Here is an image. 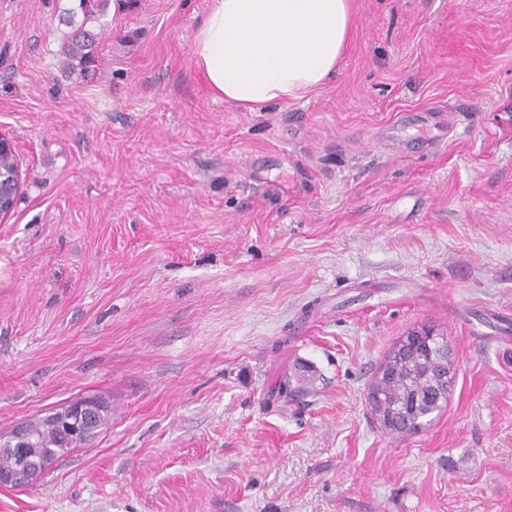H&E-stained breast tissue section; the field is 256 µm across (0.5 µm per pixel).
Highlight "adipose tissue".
I'll list each match as a JSON object with an SVG mask.
<instances>
[{
    "instance_id": "ef3b65f1",
    "label": "adipose tissue",
    "mask_w": 512,
    "mask_h": 512,
    "mask_svg": "<svg viewBox=\"0 0 512 512\" xmlns=\"http://www.w3.org/2000/svg\"><path fill=\"white\" fill-rule=\"evenodd\" d=\"M351 28L350 0H213L193 57L215 97L254 112L323 87Z\"/></svg>"
}]
</instances>
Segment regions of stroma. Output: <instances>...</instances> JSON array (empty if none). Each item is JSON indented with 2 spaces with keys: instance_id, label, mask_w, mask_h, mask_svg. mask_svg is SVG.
Returning <instances> with one entry per match:
<instances>
[{
  "instance_id": "1",
  "label": "stroma",
  "mask_w": 512,
  "mask_h": 512,
  "mask_svg": "<svg viewBox=\"0 0 512 512\" xmlns=\"http://www.w3.org/2000/svg\"><path fill=\"white\" fill-rule=\"evenodd\" d=\"M112 2L84 77L79 0H0V432L109 407L0 512H512V0H352L256 112L194 63L211 0ZM423 324L448 407L391 434L364 393ZM1 165L5 168L0 167V222H5L12 215V212L15 209V198L19 193L20 189V174L18 167V161L15 157H10L8 155H4ZM17 168L16 177H15V186H13V180L9 175V171L12 168ZM4 172H7L6 175ZM5 201L3 208L1 209V203Z\"/></svg>"
}]
</instances>
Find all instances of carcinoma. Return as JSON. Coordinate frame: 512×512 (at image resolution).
Returning <instances> with one entry per match:
<instances>
[{
  "instance_id": "carcinoma-1",
  "label": "carcinoma",
  "mask_w": 512,
  "mask_h": 512,
  "mask_svg": "<svg viewBox=\"0 0 512 512\" xmlns=\"http://www.w3.org/2000/svg\"><path fill=\"white\" fill-rule=\"evenodd\" d=\"M95 36L78 27L65 42L67 62L88 66L95 59ZM454 360L444 339L427 341L415 338L388 357L381 378L372 379L368 389L375 390L369 405L379 426L393 434L418 432L428 425L433 414H441L448 405L454 383ZM59 427L41 418L34 420L33 440L43 452L59 457L71 452L58 447Z\"/></svg>"
}]
</instances>
